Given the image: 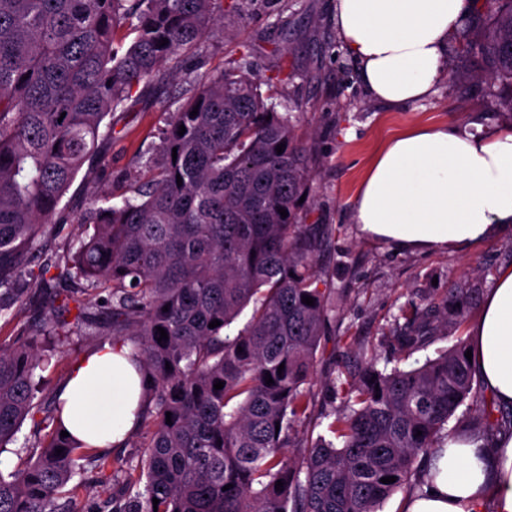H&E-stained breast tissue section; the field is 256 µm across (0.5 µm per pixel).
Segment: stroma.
I'll return each mask as SVG.
<instances>
[{
    "instance_id": "1",
    "label": "stroma",
    "mask_w": 512,
    "mask_h": 512,
    "mask_svg": "<svg viewBox=\"0 0 512 512\" xmlns=\"http://www.w3.org/2000/svg\"><path fill=\"white\" fill-rule=\"evenodd\" d=\"M220 16L225 33L206 42L201 56L187 62L186 73L162 70L151 82L134 87L126 111L108 116L112 137L98 158L85 163L65 195L72 221L59 225V237L47 249L55 253L64 242L80 238L76 219L94 196L132 195L185 79H206L231 62L253 75L273 104L287 105L294 135L307 150L309 202L301 221L319 232L313 271L321 287L336 293V315L324 328L308 386L311 405L296 427L298 439L314 440L328 436L330 422L343 409L339 376L356 374L369 358L381 367L393 359L390 330L401 308L445 296L452 288L466 292V324L406 359L411 367L467 337L498 269L512 264L511 235L464 254L397 251L363 235L353 211L372 160L390 139L412 127L475 115L493 129L512 124V112L497 106L499 85L485 79L481 57L461 54L454 45L448 51V72L428 99L398 109L371 99L343 48L333 0H223ZM99 342V337L86 336L58 346L57 365L40 373L46 396L56 395L75 360ZM123 491L121 478L112 471H93L77 505L106 506Z\"/></svg>"
}]
</instances>
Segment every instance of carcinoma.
Here are the masks:
<instances>
[{
  "label": "carcinoma",
  "instance_id": "carcinoma-1",
  "mask_svg": "<svg viewBox=\"0 0 512 512\" xmlns=\"http://www.w3.org/2000/svg\"><path fill=\"white\" fill-rule=\"evenodd\" d=\"M217 2L0 0V316L26 304L14 288L26 269L48 299L38 324L0 339V449L26 419L36 428L35 458L0 472V512H69L61 499L80 489L87 463L126 472L130 490L143 485L112 501V512H381L462 433L448 422L466 400L480 403L486 429L498 426L459 340L407 370L368 361L331 423L335 439L295 444L336 298L318 287L316 238L300 224L307 157L290 112L275 111L234 67L183 90L135 197L90 207L81 223L91 230L70 244L66 265L46 257L31 269L64 219L63 197L112 135L102 132L106 117L179 52L203 51L218 28ZM119 28L133 35L123 52L114 47ZM459 51L480 55L485 76L506 84L501 105L512 112V0H492L482 27L462 28ZM60 278L71 287L54 290ZM58 302L74 305L73 321L54 315ZM459 302L454 288L401 310L395 351L410 355L460 327ZM248 308L249 321L232 330ZM214 320L221 325L209 327ZM89 327L130 344L142 370L149 431L136 474L108 451L60 436L62 405L36 401L34 371L53 356L42 342ZM389 476L396 481L381 482Z\"/></svg>",
  "mask_w": 512,
  "mask_h": 512
}]
</instances>
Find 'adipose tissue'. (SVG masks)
<instances>
[{"label": "adipose tissue", "mask_w": 512, "mask_h": 512, "mask_svg": "<svg viewBox=\"0 0 512 512\" xmlns=\"http://www.w3.org/2000/svg\"><path fill=\"white\" fill-rule=\"evenodd\" d=\"M474 0H335L336 26L365 92L390 106L427 99ZM362 232L406 250L466 252L512 235V125L485 132L451 120L388 141L357 194ZM471 368L496 404L512 407V266L500 268L469 329ZM129 345L106 342L73 364L59 395L76 441L121 445L139 424L142 377ZM402 512H512V436L491 447L447 444Z\"/></svg>", "instance_id": "1"}]
</instances>
